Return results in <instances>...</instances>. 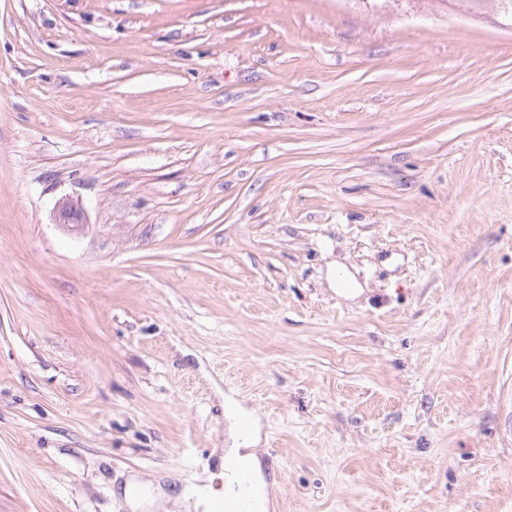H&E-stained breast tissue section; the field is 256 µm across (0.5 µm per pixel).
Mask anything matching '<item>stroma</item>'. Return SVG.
I'll return each instance as SVG.
<instances>
[{"mask_svg": "<svg viewBox=\"0 0 512 512\" xmlns=\"http://www.w3.org/2000/svg\"><path fill=\"white\" fill-rule=\"evenodd\" d=\"M228 395L268 512H512L492 12L0 0V512H203ZM58 221L59 224H68V226L72 227L85 224L83 208L78 202H74L70 199H62L58 203Z\"/></svg>", "mask_w": 512, "mask_h": 512, "instance_id": "obj_1", "label": "stroma"}]
</instances>
